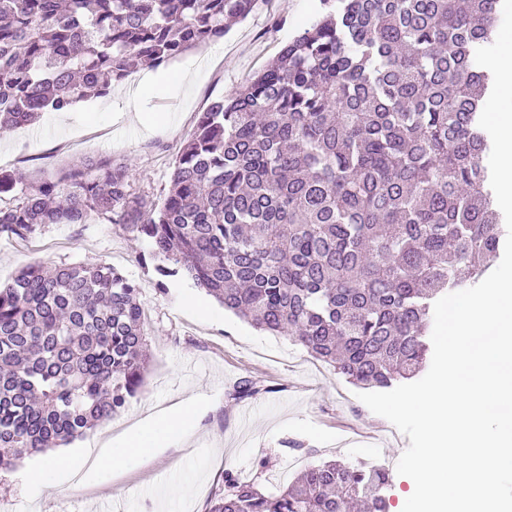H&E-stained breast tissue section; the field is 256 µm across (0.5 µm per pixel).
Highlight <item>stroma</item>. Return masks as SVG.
<instances>
[{
  "instance_id": "stroma-1",
  "label": "stroma",
  "mask_w": 512,
  "mask_h": 512,
  "mask_svg": "<svg viewBox=\"0 0 512 512\" xmlns=\"http://www.w3.org/2000/svg\"><path fill=\"white\" fill-rule=\"evenodd\" d=\"M319 8V0H259L218 42L164 67L137 66L105 97L4 132L0 168L35 182L88 159L126 162L135 192L148 208H160L198 112L249 81ZM142 116L156 121L153 132L143 131ZM148 250L146 241L105 220L49 224L24 243L0 238L2 283L38 262L120 270L139 290L149 350L142 394L104 429L59 448L68 468L53 472L48 483L24 487L13 471L0 470V512H208L224 491L225 471L272 491L298 475L300 467L288 465L294 458L300 466L323 460L383 466L388 512H399L409 479L396 465L409 438L359 400V386L288 337L260 331L213 299L207 312L196 311L186 303L196 289L183 278H168L166 293H159L153 266L140 260ZM245 379L257 382L259 394L232 400ZM179 402L192 403L199 414L184 434L121 470L86 473L78 456L85 442L103 431L116 437L134 424L151 426L154 413Z\"/></svg>"
}]
</instances>
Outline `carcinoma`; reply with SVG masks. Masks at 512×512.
Wrapping results in <instances>:
<instances>
[{
  "mask_svg": "<svg viewBox=\"0 0 512 512\" xmlns=\"http://www.w3.org/2000/svg\"><path fill=\"white\" fill-rule=\"evenodd\" d=\"M258 0H0V133L105 96L224 37ZM501 0H320L319 16L198 115L156 211L126 163L88 160L0 206V235L104 219L256 328L363 388L422 372L434 303L504 248L479 124ZM138 288L115 268H22L0 284V469L68 445L137 396ZM379 466L325 461L278 493L224 474L209 512H387Z\"/></svg>",
  "mask_w": 512,
  "mask_h": 512,
  "instance_id": "cac0c4a2",
  "label": "carcinoma"
}]
</instances>
